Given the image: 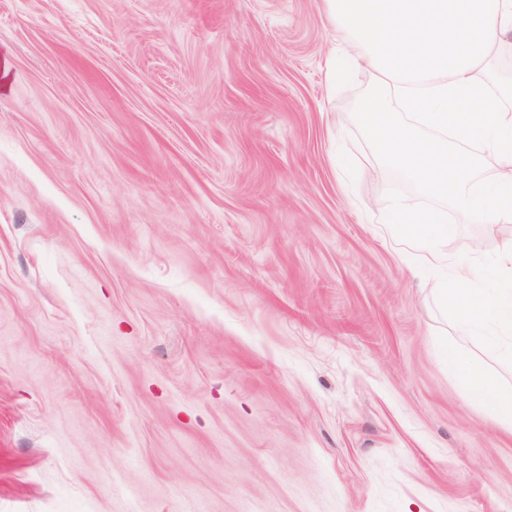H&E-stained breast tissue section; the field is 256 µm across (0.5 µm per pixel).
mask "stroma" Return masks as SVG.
<instances>
[{"label":"stroma","mask_w":512,"mask_h":512,"mask_svg":"<svg viewBox=\"0 0 512 512\" xmlns=\"http://www.w3.org/2000/svg\"><path fill=\"white\" fill-rule=\"evenodd\" d=\"M343 43L322 0H0V512H512Z\"/></svg>","instance_id":"stroma-1"}]
</instances>
